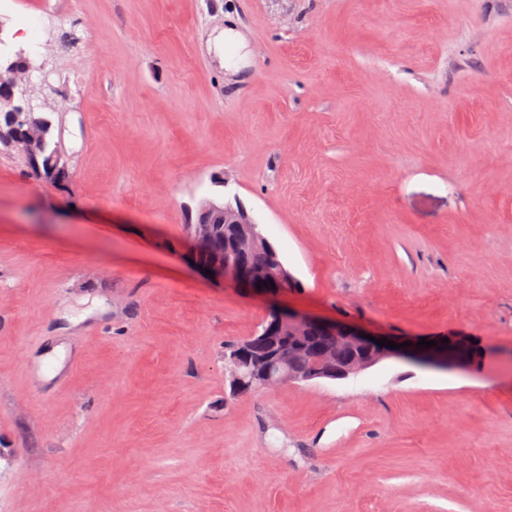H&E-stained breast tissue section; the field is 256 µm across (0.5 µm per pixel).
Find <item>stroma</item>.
Returning a JSON list of instances; mask_svg holds the SVG:
<instances>
[{
  "instance_id": "obj_1",
  "label": "stroma",
  "mask_w": 512,
  "mask_h": 512,
  "mask_svg": "<svg viewBox=\"0 0 512 512\" xmlns=\"http://www.w3.org/2000/svg\"><path fill=\"white\" fill-rule=\"evenodd\" d=\"M0 42L70 162L0 147V512H512V0H0ZM234 198L292 288L196 264ZM274 310L481 355L231 395ZM231 46L235 52V61L231 62L226 56V47ZM247 44L244 38L232 28L224 29V67L236 68L241 61L247 59ZM38 117L41 119V123L44 128L45 133V146L44 151L39 156V162L41 165V171H38L35 163L28 157H23V160L26 162L28 167L30 168L32 174L41 180L50 182L52 184L58 185L68 177V170L62 169L56 166L68 167L67 160L63 153L58 152L54 158L55 165L52 162V156L55 149L58 147L53 139V119L50 115L46 113L39 114Z\"/></svg>"
}]
</instances>
